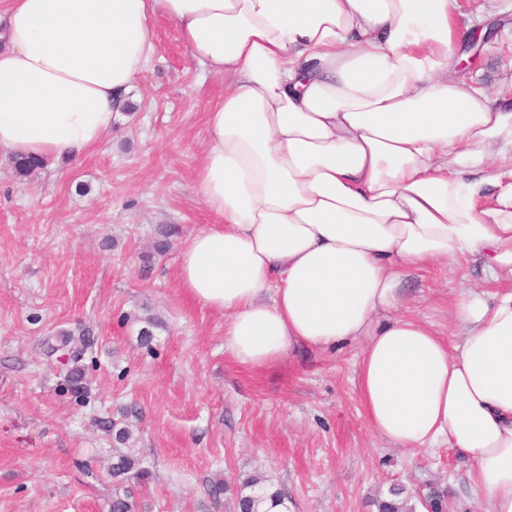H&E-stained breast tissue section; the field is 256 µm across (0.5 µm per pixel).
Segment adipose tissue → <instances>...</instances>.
<instances>
[{
  "instance_id": "1",
  "label": "adipose tissue",
  "mask_w": 512,
  "mask_h": 512,
  "mask_svg": "<svg viewBox=\"0 0 512 512\" xmlns=\"http://www.w3.org/2000/svg\"><path fill=\"white\" fill-rule=\"evenodd\" d=\"M457 0H6L0 153L74 159L112 130L173 24L224 80L194 189L217 221L178 281L225 313L241 365L363 340L359 388L388 445H448L512 512V112L457 76ZM499 186L493 204L486 188ZM483 259L456 344L400 314V272ZM389 314L377 324L381 314Z\"/></svg>"
}]
</instances>
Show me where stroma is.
<instances>
[{
	"instance_id": "stroma-1",
	"label": "stroma",
	"mask_w": 512,
	"mask_h": 512,
	"mask_svg": "<svg viewBox=\"0 0 512 512\" xmlns=\"http://www.w3.org/2000/svg\"><path fill=\"white\" fill-rule=\"evenodd\" d=\"M458 20L488 31L462 82L512 110V0H459ZM155 51L132 113L78 161H46L18 177L0 154V512H236L232 486L263 475L288 512H376L399 483L450 490V512H489L455 449H398L362 405L361 342L296 347L278 363L238 364L224 350L223 313L179 285L183 244L213 216L194 191L205 116L224 80L190 55L176 28L154 27ZM174 227L170 248L154 245ZM485 285L477 261L447 260L401 279V311L445 338L449 304ZM155 318L150 341L139 331ZM89 330L79 361L87 391L47 353L59 331ZM129 426L147 484L112 477L116 450L99 419ZM229 490L211 495L213 485Z\"/></svg>"
}]
</instances>
